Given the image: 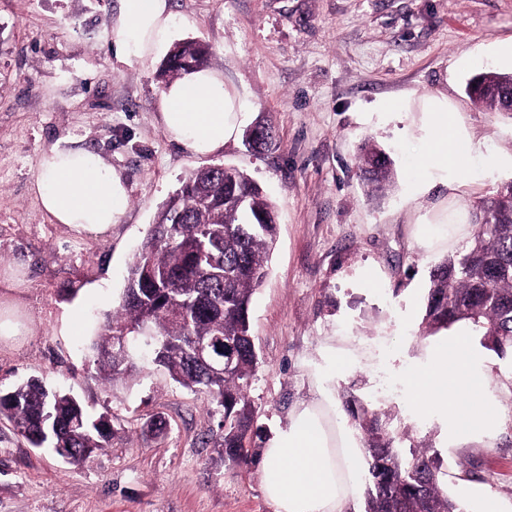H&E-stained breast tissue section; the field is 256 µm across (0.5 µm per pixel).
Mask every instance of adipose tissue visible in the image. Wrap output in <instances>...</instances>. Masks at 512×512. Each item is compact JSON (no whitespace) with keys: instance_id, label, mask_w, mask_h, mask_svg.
Masks as SVG:
<instances>
[{"instance_id":"adipose-tissue-1","label":"adipose tissue","mask_w":512,"mask_h":512,"mask_svg":"<svg viewBox=\"0 0 512 512\" xmlns=\"http://www.w3.org/2000/svg\"><path fill=\"white\" fill-rule=\"evenodd\" d=\"M168 0H122L112 22L118 63L139 64L171 35ZM170 141L196 156L222 152L237 130L238 109L214 69L186 72L156 102ZM429 162L416 190L435 183L456 193L485 179L491 168L512 167V156H491L467 132L460 112L435 100L424 126ZM34 189L54 223L94 236L111 233L130 208L123 173L97 153L59 139L41 155ZM495 360L468 331L430 341L426 360L409 375L412 403L437 424L442 445L460 447L489 437L500 421L489 384ZM363 442L336 411L327 386L297 402L261 451L262 490L273 512H347L361 489Z\"/></svg>"}]
</instances>
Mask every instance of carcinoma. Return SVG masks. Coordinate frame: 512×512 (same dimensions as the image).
Instances as JSON below:
<instances>
[{
    "instance_id": "carcinoma-1",
    "label": "carcinoma",
    "mask_w": 512,
    "mask_h": 512,
    "mask_svg": "<svg viewBox=\"0 0 512 512\" xmlns=\"http://www.w3.org/2000/svg\"><path fill=\"white\" fill-rule=\"evenodd\" d=\"M208 56L198 41L176 44L157 71L167 85L201 67ZM473 103L512 112V73L484 71L467 83ZM254 148L269 149L273 126L259 122ZM368 192L380 191L392 160L369 142L358 147ZM473 239L430 270L421 321L433 335L457 323L469 325L498 355L512 351V183L481 199ZM277 236L276 208L242 171L211 164L194 171L160 209L147 240L128 266L119 309L107 317L92 343L96 374L114 385L147 363L164 368L181 386L204 395L218 417L215 447L224 466L253 462L249 445L262 438L246 390L258 365L249 310L268 273ZM224 340L233 358L219 376L196 361L200 341ZM365 435L368 486L364 512H463L443 489V473L430 450L405 453L380 413L347 408ZM7 418L32 447H48L72 465L91 461L112 445V415L89 414L75 395L28 378L0 391V418Z\"/></svg>"
}]
</instances>
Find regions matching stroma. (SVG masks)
<instances>
[{"instance_id":"stroma-1","label":"stroma","mask_w":512,"mask_h":512,"mask_svg":"<svg viewBox=\"0 0 512 512\" xmlns=\"http://www.w3.org/2000/svg\"><path fill=\"white\" fill-rule=\"evenodd\" d=\"M173 42L207 45L208 68L241 112V127L271 120L277 145L247 148L241 136L205 158L171 142L156 119L161 57L127 66L111 52L121 0H0V268L25 282L0 287L20 335L0 336V388L32 376L69 391L90 412L109 411L111 447L84 465L31 447L0 420V512H273L259 467L217 464L202 438L214 420L200 395L159 367L104 390L91 342L117 307L127 266L161 206L196 168L232 165L274 201L279 231L268 275L250 306L259 364L249 398L273 433L309 397L324 347L348 358L332 390L385 411L403 447L438 456L450 497L477 486L512 512V359L492 383L502 409L483 443L440 447L437 429L407 410L403 369L425 343L420 323L431 267L447 248L425 251L420 226L449 208L471 210L512 179L491 172L449 199L437 184L412 189L426 163L423 110L447 97L488 153L512 154V112H489L465 93L480 71L512 72V0H170ZM120 169L130 210L107 237L53 223L31 181L59 138ZM389 150L393 178L368 194L356 149ZM375 270L377 286L356 269ZM395 381L384 391L381 378ZM161 416L162 435L147 431Z\"/></svg>"}]
</instances>
